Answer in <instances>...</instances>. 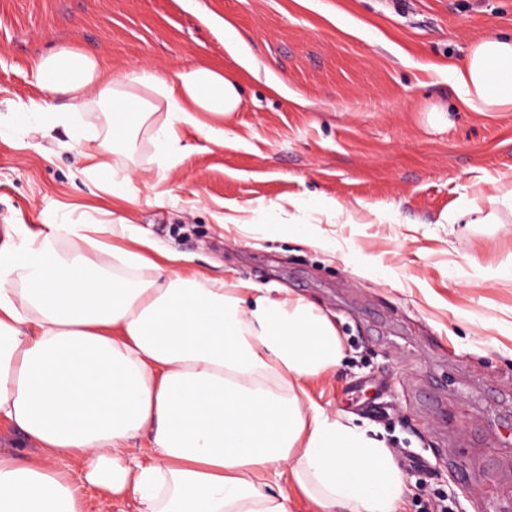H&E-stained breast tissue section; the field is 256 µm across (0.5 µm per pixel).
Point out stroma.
<instances>
[{
    "instance_id": "obj_1",
    "label": "stroma",
    "mask_w": 512,
    "mask_h": 512,
    "mask_svg": "<svg viewBox=\"0 0 512 512\" xmlns=\"http://www.w3.org/2000/svg\"><path fill=\"white\" fill-rule=\"evenodd\" d=\"M240 33L224 45V25ZM512 35V0H0V114L35 99L30 67L62 49L113 74L232 68L242 105L217 146L195 129L165 178L140 135L134 201L112 200L73 151L0 139V227L49 232L98 209L226 281L280 286L336 325L343 360L305 405L388 448L402 512H512V111L463 108L448 79L470 45ZM240 65H232V57ZM303 202L254 233L219 219ZM349 208L329 222L322 200ZM474 201L480 223H445ZM334 243L303 245L298 227Z\"/></svg>"
}]
</instances>
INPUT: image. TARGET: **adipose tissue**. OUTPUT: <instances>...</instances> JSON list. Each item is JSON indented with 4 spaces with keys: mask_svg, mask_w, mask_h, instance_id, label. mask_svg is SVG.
Instances as JSON below:
<instances>
[{
    "mask_svg": "<svg viewBox=\"0 0 512 512\" xmlns=\"http://www.w3.org/2000/svg\"><path fill=\"white\" fill-rule=\"evenodd\" d=\"M460 102L512 108V37H486L449 67ZM39 98L15 103L28 131L63 128L83 171L133 201L130 169L104 158L148 132L159 171L182 159L191 127L214 144L242 97L205 63L112 77L96 55L62 49L31 67ZM66 94L71 104L55 105ZM107 102V131L81 114ZM53 233L0 241V420L44 460L0 456V512H83L95 487L137 512H289L287 477L320 512H400L405 485L388 450L300 396L333 372L336 326L313 302L188 271L129 221L64 218ZM149 433L148 458L128 444ZM74 459L78 479L59 469Z\"/></svg>",
    "mask_w": 512,
    "mask_h": 512,
    "instance_id": "1",
    "label": "adipose tissue"
}]
</instances>
